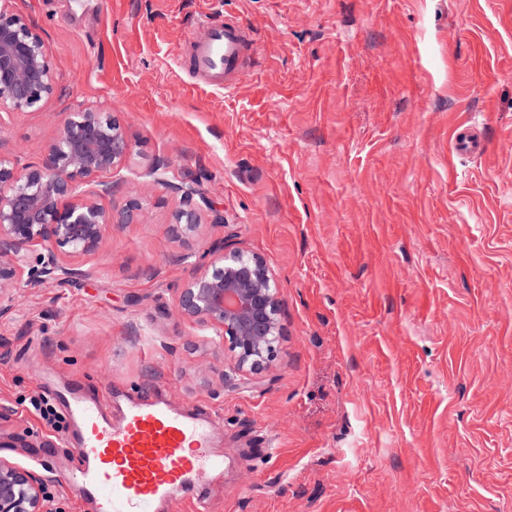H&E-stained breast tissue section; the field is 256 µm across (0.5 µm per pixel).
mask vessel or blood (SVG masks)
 I'll use <instances>...</instances> for the list:
<instances>
[{
	"label": "vessel or blood",
	"instance_id": "vessel-or-blood-1",
	"mask_svg": "<svg viewBox=\"0 0 512 512\" xmlns=\"http://www.w3.org/2000/svg\"><path fill=\"white\" fill-rule=\"evenodd\" d=\"M248 35L235 22L208 25L189 58L193 78L214 89L237 81ZM53 393L72 421L68 457L79 460L66 482L96 512H181L182 492L224 470L214 448L217 423L160 397L128 399L113 411L111 396L77 385Z\"/></svg>",
	"mask_w": 512,
	"mask_h": 512
}]
</instances>
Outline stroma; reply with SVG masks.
I'll use <instances>...</instances> for the list:
<instances>
[{
    "label": "stroma",
    "instance_id": "35a3bbf8",
    "mask_svg": "<svg viewBox=\"0 0 512 512\" xmlns=\"http://www.w3.org/2000/svg\"><path fill=\"white\" fill-rule=\"evenodd\" d=\"M55 91L0 131L41 158L92 108L134 144L104 207L147 200L86 259L0 318V457L58 512H90L41 468L60 433L25 401L40 376L221 415L209 512H512V0H14ZM249 32L235 87L177 60L209 23ZM478 128L484 154L454 149ZM224 216L185 245L175 195ZM264 257L285 335L272 369L222 383L228 351L173 298L220 239ZM149 183L159 186L179 197L180 205L172 213L169 224L176 239L189 243L197 239L200 229L210 218L209 224L223 225L224 216L209 199L197 178L177 179L168 163L158 160L145 173Z\"/></svg>",
    "mask_w": 512,
    "mask_h": 512
}]
</instances>
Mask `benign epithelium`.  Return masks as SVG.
<instances>
[{
	"label": "benign epithelium",
	"instance_id": "benign-epithelium-1",
	"mask_svg": "<svg viewBox=\"0 0 512 512\" xmlns=\"http://www.w3.org/2000/svg\"><path fill=\"white\" fill-rule=\"evenodd\" d=\"M0 0V128L27 113L55 89L44 39ZM133 143L127 129L93 109L72 112L39 162L0 151V318L15 311L19 288L91 275L81 260L96 253L114 224H128L143 202L106 210L112 172L128 166ZM149 183L179 197L170 224L176 239H197L210 218L224 216L197 178L179 179L157 161ZM174 308L184 321L224 341L231 352L224 380H250L268 371L284 336L281 299L266 261L220 242L206 249ZM0 512H53L40 477L0 457Z\"/></svg>",
	"mask_w": 512,
	"mask_h": 512
}]
</instances>
